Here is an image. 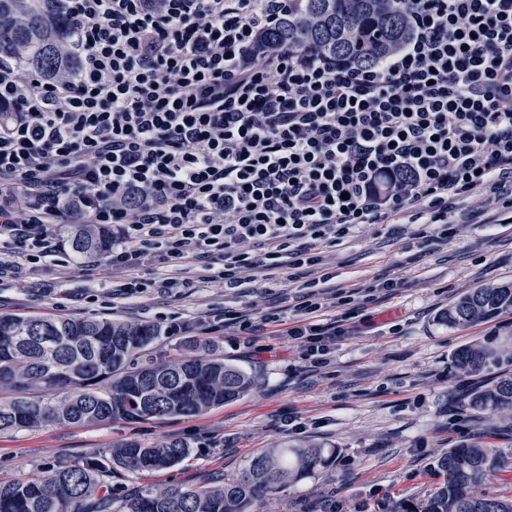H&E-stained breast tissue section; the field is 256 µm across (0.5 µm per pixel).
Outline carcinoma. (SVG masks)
<instances>
[{
    "label": "carcinoma",
    "instance_id": "cac0c4a2",
    "mask_svg": "<svg viewBox=\"0 0 512 512\" xmlns=\"http://www.w3.org/2000/svg\"><path fill=\"white\" fill-rule=\"evenodd\" d=\"M408 36L405 0H304L265 33L264 41L339 63L367 64ZM2 57L55 81L77 72L79 57L62 0H0ZM111 245L110 228L75 225V253L100 256ZM508 311L512 283L466 292L440 320L465 328ZM160 335L153 324L0 314V432L192 416L252 391L250 374L214 350L199 353L195 339L178 356L143 358ZM503 357L512 359V347L476 345L458 350L453 360L460 369L477 371ZM464 401L474 413L512 409V374L474 385ZM333 454L320 445L266 450L222 486L143 487L123 497L118 512H253L261 496L327 467ZM189 456L190 447L181 440L156 446L129 442L48 466L33 479L0 482V512H112V495L100 492L112 470L141 475L174 467ZM437 467L444 484L419 512H512V500L478 490L489 472L503 467L493 449L477 441L450 448Z\"/></svg>",
    "mask_w": 512,
    "mask_h": 512
}]
</instances>
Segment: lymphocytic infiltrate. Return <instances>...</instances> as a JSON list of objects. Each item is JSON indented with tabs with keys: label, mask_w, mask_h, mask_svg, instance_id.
<instances>
[{
	"label": "lymphocytic infiltrate",
	"mask_w": 512,
	"mask_h": 512,
	"mask_svg": "<svg viewBox=\"0 0 512 512\" xmlns=\"http://www.w3.org/2000/svg\"><path fill=\"white\" fill-rule=\"evenodd\" d=\"M80 67L0 60V278L47 270L61 224H108L113 287L146 257L309 275L284 326L326 364L327 249L358 227L447 235L456 203L512 211V0H409L411 33L371 65L264 46L296 0H64Z\"/></svg>",
	"instance_id": "1"
}]
</instances>
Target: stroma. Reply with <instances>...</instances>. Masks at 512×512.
<instances>
[{
  "label": "stroma",
  "instance_id": "stroma-1",
  "mask_svg": "<svg viewBox=\"0 0 512 512\" xmlns=\"http://www.w3.org/2000/svg\"><path fill=\"white\" fill-rule=\"evenodd\" d=\"M70 230L58 227L52 274L23 269L0 280V313L111 318L162 329L177 320L187 325L186 337L213 338L225 361L253 377L254 390L196 416L2 432L0 481L32 479L48 465L131 441L156 445L179 438L192 448L189 459L167 470H115L104 484L117 501L143 485L232 479L261 451L313 443L335 449V463L262 497L259 512H321L330 497L340 512H390L394 503L419 504L442 486L438 458L488 429L487 442L505 465L487 475L480 490L512 498V413L473 415L461 399L472 377L453 362L460 348L512 337V313L468 328L439 320L466 291L512 281V224L498 223L494 206L467 201L463 223L452 225L444 240L417 243L408 224L388 233L367 225L328 251L337 290L385 276L399 285L360 306L325 367L306 363L275 325L248 338L223 326L228 310L287 315L290 298L300 294L295 284L268 288L258 277L246 288L213 281L168 288L165 280L181 282L201 261L191 260L178 273L152 259L138 271L151 288L116 296L103 273L104 257L78 258L68 244Z\"/></svg>",
  "mask_w": 512,
  "mask_h": 512
}]
</instances>
